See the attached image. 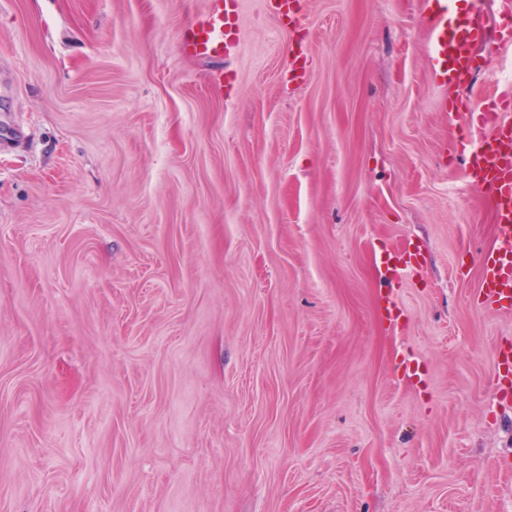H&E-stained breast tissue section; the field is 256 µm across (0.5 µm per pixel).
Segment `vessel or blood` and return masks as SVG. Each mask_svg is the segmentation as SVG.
<instances>
[{
  "instance_id": "vessel-or-blood-1",
  "label": "vessel or blood",
  "mask_w": 512,
  "mask_h": 512,
  "mask_svg": "<svg viewBox=\"0 0 512 512\" xmlns=\"http://www.w3.org/2000/svg\"><path fill=\"white\" fill-rule=\"evenodd\" d=\"M428 32V58L438 84L460 89L470 84L475 71L472 49L483 46L488 59L512 47V8L500 18L497 41L487 39L486 28L477 22L483 0H467L465 10L456 0H421ZM241 0H207L202 17L193 20L184 32L180 47L186 53L219 59L240 39ZM306 48L291 51L288 80L294 84L307 78ZM442 111L476 127L475 147L462 161L469 183L488 192L495 202V219L502 243L480 259L481 307L512 313V96L505 94L473 107L470 99H443ZM390 278L416 272L417 252L404 250L386 260ZM495 394L502 402L512 401V345L501 344L496 354Z\"/></svg>"
}]
</instances>
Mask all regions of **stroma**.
<instances>
[{"label":"stroma","mask_w":512,"mask_h":512,"mask_svg":"<svg viewBox=\"0 0 512 512\" xmlns=\"http://www.w3.org/2000/svg\"><path fill=\"white\" fill-rule=\"evenodd\" d=\"M419 2L242 0L208 60L206 0H0V512H512L499 232ZM241 0H207L202 17L184 32L180 47L199 58H223L240 39ZM309 48V40L302 47L299 44L298 50H295L294 44L289 50V64H288V81L294 84H302L307 78V54ZM419 254L416 251L404 250L389 256L386 260L388 277L400 279L406 273H416L419 267ZM495 394L506 404L512 397V346L503 343L498 347L495 364Z\"/></svg>","instance_id":"stroma-1"}]
</instances>
